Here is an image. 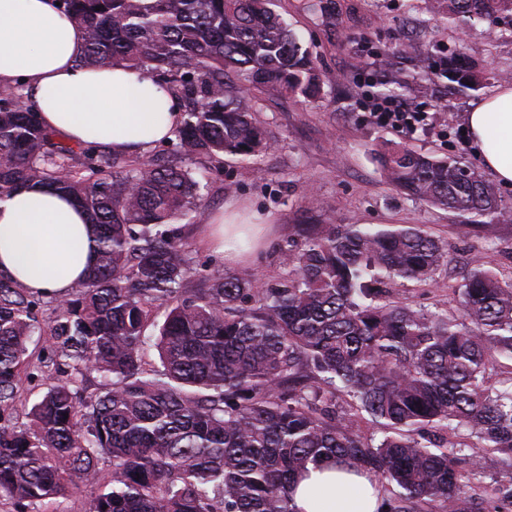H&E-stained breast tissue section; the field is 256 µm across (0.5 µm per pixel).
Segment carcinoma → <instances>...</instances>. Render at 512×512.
I'll list each match as a JSON object with an SVG mask.
<instances>
[{"mask_svg":"<svg viewBox=\"0 0 512 512\" xmlns=\"http://www.w3.org/2000/svg\"><path fill=\"white\" fill-rule=\"evenodd\" d=\"M85 32L80 65L124 63L167 84L183 112L165 149L127 159L56 140L23 86L0 85V198L40 185L73 197L97 232L96 262L48 326L53 372L16 416L40 299L0 275V498L22 512L63 496L112 460L89 512H295L288 487L310 464L373 475L382 512H486L463 484L488 454L512 467V390L489 383L512 359V281L470 270L460 316L393 300L384 279L430 282L448 246L407 226L299 224L287 274L202 275L166 226L198 210L190 163L271 148L254 118L262 95L313 98L316 57L272 0H53ZM101 10H96V7ZM322 19L333 0H301ZM437 26L512 33V0H436ZM395 51L416 73L475 88L462 54ZM394 73L376 97L409 86ZM386 178L461 216L505 217L495 186L455 157L384 148ZM202 287L189 289L192 278ZM165 306L163 321L154 308ZM154 327L152 335L146 334ZM154 346L160 364L143 361ZM103 391L84 395L86 373ZM383 429L365 436L361 422ZM512 512V478L491 490Z\"/></svg>","mask_w":512,"mask_h":512,"instance_id":"carcinoma-1","label":"carcinoma"}]
</instances>
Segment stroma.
<instances>
[{"instance_id":"stroma-1","label":"stroma","mask_w":512,"mask_h":512,"mask_svg":"<svg viewBox=\"0 0 512 512\" xmlns=\"http://www.w3.org/2000/svg\"><path fill=\"white\" fill-rule=\"evenodd\" d=\"M275 9L316 55L322 93L309 100L262 97L255 118L273 147L261 166L236 158L211 165L204 191L206 208L172 227L193 266L205 273L249 274L265 283L285 275L280 250L297 225L417 226L447 244L450 261L432 282H392L393 295L401 304L458 314L464 277L480 262L511 281L512 220H493L488 232L480 223H462L453 212L413 199L385 179L374 151L386 142L480 166L479 157L459 133L471 106L496 88L497 75L512 73V42L490 38L482 25L458 32L435 28L430 0H418L412 8L407 0H336L329 24L300 10L298 0H275ZM405 36L429 51L465 52L488 76L483 90L454 97L432 79L405 93L403 101L410 111L429 115L427 130L412 135L371 121L375 96L358 77L362 65L392 53ZM232 202L254 222L272 227L265 246L235 264L215 254L200 231L210 213ZM111 474V461L102 460L97 477L75 480L66 496L48 505V512H87L100 480Z\"/></svg>"}]
</instances>
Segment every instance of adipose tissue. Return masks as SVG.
Wrapping results in <instances>:
<instances>
[{"instance_id": "ef3b65f1", "label": "adipose tissue", "mask_w": 512, "mask_h": 512, "mask_svg": "<svg viewBox=\"0 0 512 512\" xmlns=\"http://www.w3.org/2000/svg\"><path fill=\"white\" fill-rule=\"evenodd\" d=\"M85 34L51 0H0V85L23 81L41 123L58 138L142 153L170 138L181 120L178 99L159 81L116 64L86 68ZM470 144L485 171L512 184V85H500L467 114ZM213 242L225 258L235 242L260 234L234 206L211 214ZM94 231L74 202L42 186L0 199V274L34 293L65 296L94 264ZM296 512H380L377 482L334 464L309 466L291 491Z\"/></svg>"}]
</instances>
